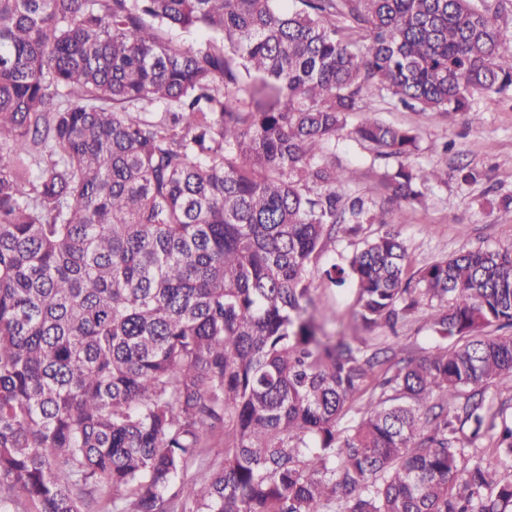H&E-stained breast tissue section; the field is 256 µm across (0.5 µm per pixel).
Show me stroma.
<instances>
[{"label": "stroma", "mask_w": 512, "mask_h": 512, "mask_svg": "<svg viewBox=\"0 0 512 512\" xmlns=\"http://www.w3.org/2000/svg\"><path fill=\"white\" fill-rule=\"evenodd\" d=\"M365 110L391 124L418 127L420 149L412 156V164L424 169L440 165L450 173L447 182L430 184L423 204H393L385 215V224L396 226L409 248L410 272L460 251L512 248V207L501 204L502 198L512 197V99L482 94L475 97L470 111L448 115L410 112L380 93L366 100ZM333 152L337 166L347 173L349 190L379 200L377 175L386 167V160L376 158L346 133ZM465 164L481 172L479 181L456 179V167ZM383 226L363 225L355 237L337 235L334 250L311 262L315 299L326 317L328 334L343 333L369 345L383 344L382 330L365 331L351 315L345 289L329 287L320 275L330 263L350 256L360 240L377 236ZM398 334L394 348L401 359L437 345L421 312L409 315Z\"/></svg>", "instance_id": "35a3bbf8"}]
</instances>
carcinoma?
<instances>
[{
  "label": "carcinoma",
  "instance_id": "obj_1",
  "mask_svg": "<svg viewBox=\"0 0 512 512\" xmlns=\"http://www.w3.org/2000/svg\"><path fill=\"white\" fill-rule=\"evenodd\" d=\"M374 90L464 112L512 48L476 0H0V512H512V250L414 278L391 227L325 269L451 341L394 365L314 313L312 259L385 223L327 157ZM352 134L389 203L448 181L413 128ZM485 395L492 411L498 412L505 409L507 416L512 413V378L511 382H497L493 385L485 386Z\"/></svg>",
  "mask_w": 512,
  "mask_h": 512
}]
</instances>
